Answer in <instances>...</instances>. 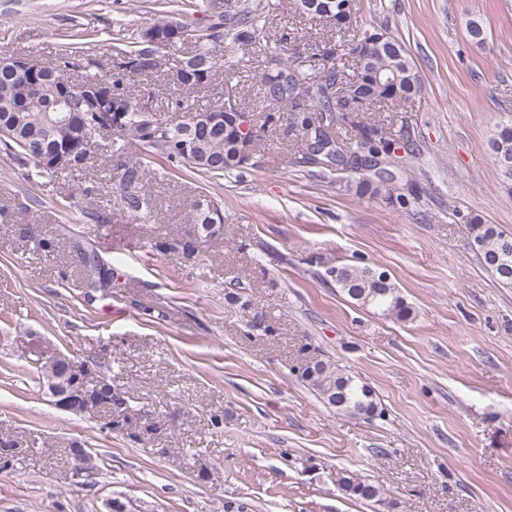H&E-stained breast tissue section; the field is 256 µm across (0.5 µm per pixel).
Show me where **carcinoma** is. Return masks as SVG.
I'll list each match as a JSON object with an SVG mask.
<instances>
[{"label":"carcinoma","mask_w":512,"mask_h":512,"mask_svg":"<svg viewBox=\"0 0 512 512\" xmlns=\"http://www.w3.org/2000/svg\"><path fill=\"white\" fill-rule=\"evenodd\" d=\"M204 11L212 17L205 27L181 20L186 37L169 40L170 23L179 18L173 11L159 10L153 21L141 31L138 39L123 47H115L112 64L106 71L86 73L69 86L67 100L71 121L65 126L54 123L56 99L63 72L76 68H89L94 61L87 57L84 45L88 34L72 31L70 49L60 54L52 64H39L37 75L30 79L13 71L8 58L0 56V128L11 131L9 136L0 135L4 154L26 170V178L37 182L61 174L84 171L92 148L100 134L92 126L94 114L110 109L112 96L124 95L129 100L127 132L114 130L112 153L120 157L132 150L144 148L175 167H189L203 174L220 176L227 171L243 167L235 154L231 131L216 130L204 125L190 124L185 120H167L156 116L155 127L139 124L142 112H151L145 95L129 90L133 77H149L162 71L164 52L174 50L183 41L194 44L193 50L180 60L172 79L173 92L168 99V111L175 114L199 116L224 107L217 99L200 105L196 93L205 88L219 70L225 69V39L251 45L267 58V66L261 77V98L287 112L288 131L292 132L301 153L318 155L320 164L331 169H347V164L359 156L388 157L400 146H407L404 134L392 138L376 125H361L356 121L355 107L340 102L339 84L347 80L356 86L355 99L370 106L376 102H411L422 92L417 68L404 46L392 39L390 51L370 57L365 70L348 74L343 59L351 53V45L367 34L378 33L373 26H353L336 21L338 31L347 38L334 43L315 45V52L304 57L291 52L290 33L269 42L260 26L263 8L247 7L234 14L224 10V0H203ZM321 64L320 76L311 77L308 70ZM394 66L403 78L398 89L387 88L371 94L365 83L367 70H379ZM358 129L359 133L341 138L333 129ZM195 140V151L185 154L178 149L180 140ZM62 144L73 153V163L51 167L45 157L52 147ZM499 180L506 188H512V119L498 127L487 143ZM81 198L100 203L96 218L104 222L112 215V204L135 217L151 214L152 198L143 185L141 161H117L104 179H89L78 183ZM195 224L183 237L169 241H157L159 250L178 252L186 258L205 256L209 239L224 232V225L208 223L210 210L218 205L207 199L193 201ZM472 243L483 256L489 268L507 283L512 284V235L501 231L494 224H484L478 218L470 220ZM336 287L350 299L368 305L383 316L406 321L412 309L399 295L395 285L382 273L367 267L341 265L333 274ZM89 288L109 286L107 273L101 264H89L86 273ZM300 377L320 398L336 411L350 416L372 417L377 413L378 402L374 390L360 378L352 375L331 361L316 357L304 364ZM339 486L348 496L365 502H379L384 492L377 486L352 474L339 478Z\"/></svg>","instance_id":"cac0c4a2"}]
</instances>
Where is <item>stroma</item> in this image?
<instances>
[{
    "mask_svg": "<svg viewBox=\"0 0 512 512\" xmlns=\"http://www.w3.org/2000/svg\"><path fill=\"white\" fill-rule=\"evenodd\" d=\"M270 2L269 38L287 24L304 51L330 38ZM150 3L0 0V55L47 63L82 29L109 65ZM355 11L404 44L423 84L413 104L359 116L413 144L387 160L392 193L374 192L370 171L299 163L281 120L253 165L220 178L145 162L144 221L97 222L73 177L32 183L0 153V441L18 446L0 457V512H512V285L486 269L469 225L512 234V193L486 150L512 117V0H356ZM474 20L484 44L469 39ZM227 58L242 109L259 113L261 55L232 43ZM203 193L224 215L204 260L155 249L190 230ZM93 255L111 287L86 288ZM342 264L386 272L411 318L341 293ZM54 352L106 375L127 410L53 405L33 364ZM314 356L367 382L380 415L326 407L297 373ZM77 448L93 473L76 472ZM344 472L385 501L343 494Z\"/></svg>",
    "mask_w": 512,
    "mask_h": 512,
    "instance_id": "stroma-1",
    "label": "stroma"
}]
</instances>
